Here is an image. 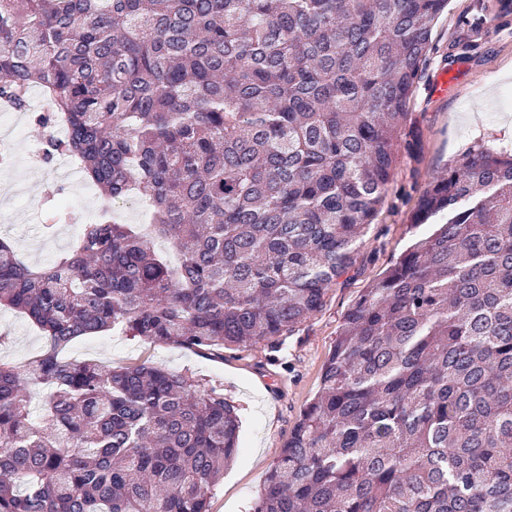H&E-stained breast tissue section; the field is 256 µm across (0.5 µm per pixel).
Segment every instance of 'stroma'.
<instances>
[{"label": "stroma", "mask_w": 512, "mask_h": 512, "mask_svg": "<svg viewBox=\"0 0 512 512\" xmlns=\"http://www.w3.org/2000/svg\"><path fill=\"white\" fill-rule=\"evenodd\" d=\"M433 50L408 103L411 131L419 141L403 156L387 201L358 248V273L330 288L321 309L294 335L283 337L280 360L270 363L264 346L242 344L216 359L187 349L147 344L123 336L76 341L67 355L106 366L149 362L216 381L242 421L240 453L212 488L209 512H249L268 470L287 444L305 406L320 387L336 331L363 288L383 273L407 242L423 234L415 208L432 177L470 147L512 150V7L505 0H449L432 34ZM459 73L447 94L434 86L440 75ZM45 101L31 100L10 164L0 165V238L31 266H44L73 243L81 225L95 222L104 201L85 190L82 173L63 172L62 157L34 164L44 138L36 123ZM45 339L27 320L0 310V360L25 363Z\"/></svg>", "instance_id": "obj_1"}]
</instances>
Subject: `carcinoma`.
Here are the masks:
<instances>
[{
  "label": "carcinoma",
  "instance_id": "1",
  "mask_svg": "<svg viewBox=\"0 0 512 512\" xmlns=\"http://www.w3.org/2000/svg\"><path fill=\"white\" fill-rule=\"evenodd\" d=\"M447 6L0 0V101L24 111L39 89V125L67 127L45 159L149 208L83 225L44 267L0 239V307L46 338L0 361V512H207L239 450L224 390L63 352L118 333L222 358L297 331L350 279L413 150ZM415 223L344 315L252 512H512V153L469 149Z\"/></svg>",
  "mask_w": 512,
  "mask_h": 512
}]
</instances>
